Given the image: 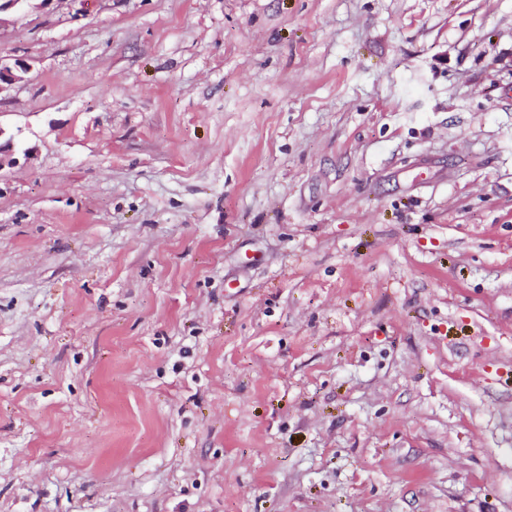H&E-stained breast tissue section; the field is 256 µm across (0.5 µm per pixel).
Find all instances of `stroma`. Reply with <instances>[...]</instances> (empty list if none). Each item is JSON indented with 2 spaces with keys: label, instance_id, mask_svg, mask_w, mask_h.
<instances>
[{
  "label": "stroma",
  "instance_id": "obj_1",
  "mask_svg": "<svg viewBox=\"0 0 512 512\" xmlns=\"http://www.w3.org/2000/svg\"><path fill=\"white\" fill-rule=\"evenodd\" d=\"M0 57V512H512V0H31Z\"/></svg>",
  "mask_w": 512,
  "mask_h": 512
}]
</instances>
